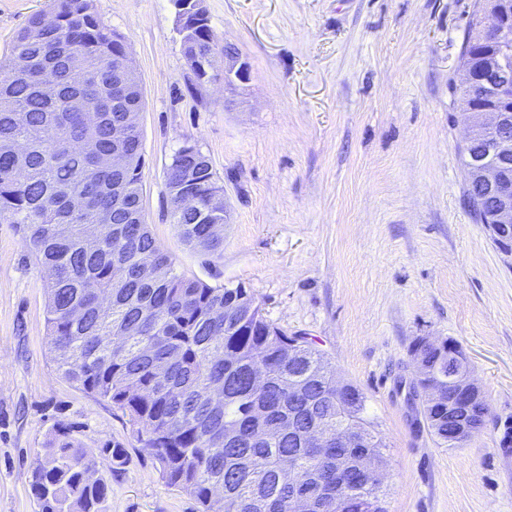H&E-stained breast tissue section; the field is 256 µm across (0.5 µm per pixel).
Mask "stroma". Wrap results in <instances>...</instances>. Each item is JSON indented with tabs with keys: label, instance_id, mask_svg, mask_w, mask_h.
Instances as JSON below:
<instances>
[{
	"label": "stroma",
	"instance_id": "1",
	"mask_svg": "<svg viewBox=\"0 0 512 512\" xmlns=\"http://www.w3.org/2000/svg\"><path fill=\"white\" fill-rule=\"evenodd\" d=\"M475 0H204L244 89L196 87L171 0H92L121 33L145 97L143 204L177 274L244 286L367 398L387 448L389 512H512V256L466 203L468 119L454 86ZM51 0H0V58ZM224 186V247L186 245L166 169L184 142ZM45 273L0 223V512H39L31 472L71 424L111 493L106 512H202L163 482L128 416L56 369ZM454 340L490 406L461 448L438 447L399 391L411 343ZM127 448L112 471L105 444Z\"/></svg>",
	"mask_w": 512,
	"mask_h": 512
}]
</instances>
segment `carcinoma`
I'll use <instances>...</instances> for the list:
<instances>
[{"label":"carcinoma","mask_w":512,"mask_h":512,"mask_svg":"<svg viewBox=\"0 0 512 512\" xmlns=\"http://www.w3.org/2000/svg\"><path fill=\"white\" fill-rule=\"evenodd\" d=\"M56 25L31 40L35 14L13 40L12 57L0 62V221L22 225L25 245L44 268L47 335L57 369L84 393L123 410L141 448L156 459L169 487L194 497L212 512L213 487H224L218 512H290L289 497L303 494L320 512H387L386 493L364 484L360 460L383 456L377 423L366 397L336 375L330 359L301 333L269 322L245 288L212 286L174 273L172 257L146 224L128 221L142 211V133L124 123L136 103L126 88L125 56L90 0H53ZM192 70L215 49L207 26L190 34ZM500 54L512 69V33L501 44L467 42L461 68ZM85 63L89 106L100 108L93 136L85 116L68 109L66 94L37 92L42 73L68 85V65ZM25 58L29 71L15 75ZM122 135L130 161L123 173L126 195L112 204V131ZM29 142L23 158L15 145ZM191 185L176 192L181 174ZM170 217L185 243L217 252L221 234L212 225L224 213L209 207L224 195L209 158L186 141L166 171ZM237 313L226 316L224 308ZM130 331L120 348L110 336ZM267 384L256 390L254 369ZM357 394L350 410L375 446L307 448L288 433V421L319 422L336 429V387ZM421 399L427 429L441 448L462 444L448 434V413ZM293 463V486L282 469ZM96 462L60 424L48 457L32 471L30 488L40 512H106L109 485L87 478ZM347 497L336 501V472Z\"/></svg>","instance_id":"carcinoma-1"}]
</instances>
